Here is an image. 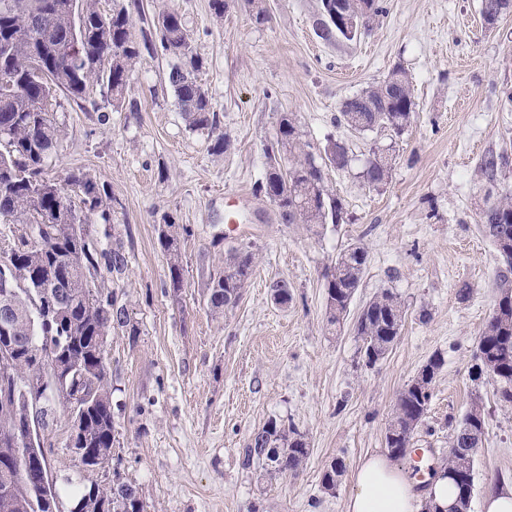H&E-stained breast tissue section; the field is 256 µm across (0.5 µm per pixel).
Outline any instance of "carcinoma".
<instances>
[{
    "instance_id": "obj_1",
    "label": "carcinoma",
    "mask_w": 512,
    "mask_h": 512,
    "mask_svg": "<svg viewBox=\"0 0 512 512\" xmlns=\"http://www.w3.org/2000/svg\"><path fill=\"white\" fill-rule=\"evenodd\" d=\"M78 19L64 8L67 0H0V74L10 77L18 92L0 97V223L13 225L12 241L0 249V292L21 289L14 304L0 305V353L8 354L15 392L0 388V437L10 434L24 443L16 425L25 396L39 390L50 367L58 380L50 401L70 413L69 447L88 471L97 459L112 455L115 442L112 387L108 379L106 350L96 337L112 330L139 335L126 306L104 298L105 281L119 283L128 260L118 223H113L112 247L100 244L92 234L96 218L108 222L110 194L107 185L81 169L67 173L64 183L43 178L46 162L55 151L60 129L43 101L57 90L73 100H83L90 86L107 87L117 103L124 92L140 46L132 33V20L124 6L108 13L98 0H80ZM369 9L368 19L386 13L384 0H342L341 9L355 14ZM512 10V0H483L485 23ZM320 35L346 40L360 37L340 28L336 18L321 15ZM159 47L174 60L169 80L175 87L180 110L189 128L205 130L213 140L211 150L222 154L229 139L221 129L218 113L197 80L203 61L194 51L181 15L174 9L159 16ZM415 106L410 78L405 69L393 68L384 80L347 99L337 122L365 133L383 129L400 136ZM297 116L280 115L276 136L267 147L269 159L256 192L272 202L289 224H339L344 206L326 186L328 168L349 164L346 148L327 140L324 156L316 161L306 150ZM506 164L504 154L490 153L479 165L487 187L488 202L479 219L482 232L496 246L502 259L499 296L473 357L472 377H488L497 385L501 403L512 404V194L494 196ZM391 162L384 153L372 152L363 178L374 187L388 182ZM189 229L164 216L159 243L169 257L168 287L173 296L184 288L180 235ZM368 252L360 242L345 247L323 272L326 326L344 323L359 288ZM255 256L251 247L229 249L224 271L210 278L208 308L220 314L235 307L250 280ZM405 316L400 299L390 290L378 291L359 312L354 332L363 344L365 364L383 359L400 335ZM444 359L433 354L417 376L398 394L393 418L385 433V448L395 459L411 457L414 438L424 423L432 399L431 384ZM482 405L474 402L451 438L441 470L457 489V508L470 512L474 493V460L485 437ZM309 454L304 435L293 423L269 420L244 448L243 464L269 474L294 476ZM24 459L12 461L8 472L19 476ZM345 470L333 461L322 477L323 489H336ZM6 472V473H8ZM0 468V512H60L59 495L28 499L9 490ZM83 503L82 512H145L138 488L113 471L109 487L92 483L73 493L72 503Z\"/></svg>"
}]
</instances>
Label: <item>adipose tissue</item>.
I'll return each mask as SVG.
<instances>
[{"mask_svg":"<svg viewBox=\"0 0 512 512\" xmlns=\"http://www.w3.org/2000/svg\"><path fill=\"white\" fill-rule=\"evenodd\" d=\"M421 508V496L393 459L377 453L360 463L346 512H421Z\"/></svg>","mask_w":512,"mask_h":512,"instance_id":"obj_1","label":"adipose tissue"}]
</instances>
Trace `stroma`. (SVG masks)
Wrapping results in <instances>:
<instances>
[{
  "label": "stroma",
  "instance_id": "stroma-1",
  "mask_svg": "<svg viewBox=\"0 0 512 512\" xmlns=\"http://www.w3.org/2000/svg\"><path fill=\"white\" fill-rule=\"evenodd\" d=\"M116 3L139 41L153 37L156 16L178 10L230 146L213 155L207 132L187 127L168 78L172 61L156 49L142 50L126 87L140 111L118 107L99 84L85 100L62 92L51 100L62 136L45 176L83 169L107 184L126 226L128 269L116 293L139 327L133 338L107 337L116 437L108 468L79 467L70 415L53 410L44 438L60 512H69L74 490L111 485L116 471L138 487L146 512H345L361 458L384 448L398 392L436 352L444 366L417 445L440 466L463 415L481 401L487 429L470 508L481 512L490 484L512 479V407L499 402L493 381L470 372L500 266L478 225L485 154L507 152L500 186L512 191V107L501 102L512 90V12L491 28L481 0H384L386 14L349 41L317 35L321 0H261V24L240 4L218 18L210 0H100L106 10ZM398 65L416 103L401 137L337 124L345 99ZM284 112L297 115L311 153L330 138L347 147L349 166L329 170L326 181L344 203L343 223L286 224L256 195ZM374 148L391 159L379 187L362 178ZM167 214L190 230L180 242L186 286L176 297L158 243ZM353 242L368 251L354 306L388 288L405 310L398 340L372 368L351 323L332 334L324 319L322 273ZM238 244L251 245L254 274L233 309L211 314L207 283ZM280 280L291 293L282 306L271 291ZM272 418L308 438L295 478L243 464L251 435ZM337 459L345 471L329 494L322 474Z\"/></svg>",
  "mask_w": 512,
  "mask_h": 512
}]
</instances>
